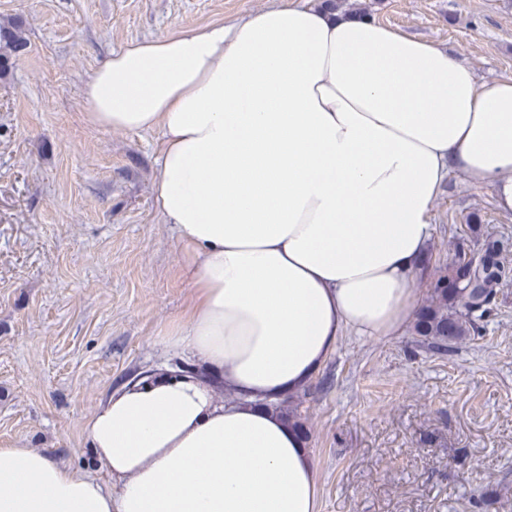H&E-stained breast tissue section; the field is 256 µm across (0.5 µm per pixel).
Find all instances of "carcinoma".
I'll list each match as a JSON object with an SVG mask.
<instances>
[{"mask_svg":"<svg viewBox=\"0 0 512 512\" xmlns=\"http://www.w3.org/2000/svg\"><path fill=\"white\" fill-rule=\"evenodd\" d=\"M26 46L19 25L0 26V75L13 67ZM505 250L503 242L487 238L477 258L458 252L444 267H424L429 273L428 297L413 324L422 345L446 353L451 344L482 331L483 322L494 310L497 287L512 277V266L503 255ZM309 395L307 388L271 407L303 434L305 415L301 407Z\"/></svg>","mask_w":512,"mask_h":512,"instance_id":"carcinoma-1","label":"carcinoma"}]
</instances>
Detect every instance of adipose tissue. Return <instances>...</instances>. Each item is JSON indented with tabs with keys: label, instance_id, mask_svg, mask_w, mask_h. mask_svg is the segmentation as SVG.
<instances>
[{
	"label": "adipose tissue",
	"instance_id": "ef3b65f1",
	"mask_svg": "<svg viewBox=\"0 0 512 512\" xmlns=\"http://www.w3.org/2000/svg\"><path fill=\"white\" fill-rule=\"evenodd\" d=\"M84 106L93 126L162 134L160 218L193 255L194 290L166 336L206 377L99 407L89 437L115 491L0 448V512H317L312 453L269 405L345 334L410 324L450 173L512 212V77L478 80L431 42L286 0L127 45Z\"/></svg>",
	"mask_w": 512,
	"mask_h": 512
}]
</instances>
